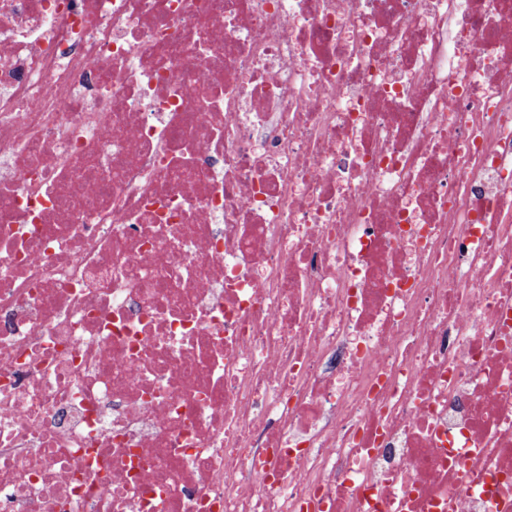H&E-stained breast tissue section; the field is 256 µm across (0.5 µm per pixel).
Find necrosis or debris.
I'll list each match as a JSON object with an SVG mask.
<instances>
[{"mask_svg":"<svg viewBox=\"0 0 512 512\" xmlns=\"http://www.w3.org/2000/svg\"><path fill=\"white\" fill-rule=\"evenodd\" d=\"M0 512H512V0H0Z\"/></svg>","mask_w":512,"mask_h":512,"instance_id":"1","label":"necrosis or debris"}]
</instances>
